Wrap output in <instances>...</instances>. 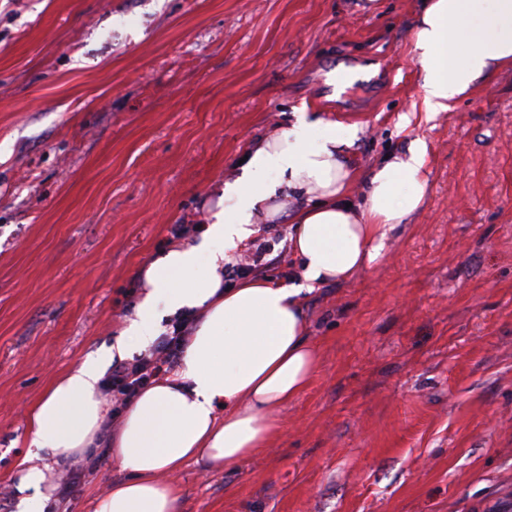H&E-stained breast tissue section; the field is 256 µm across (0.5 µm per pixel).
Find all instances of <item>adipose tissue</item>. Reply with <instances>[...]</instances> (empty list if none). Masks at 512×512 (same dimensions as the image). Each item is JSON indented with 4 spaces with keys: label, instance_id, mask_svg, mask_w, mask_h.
Returning a JSON list of instances; mask_svg holds the SVG:
<instances>
[{
    "label": "adipose tissue",
    "instance_id": "obj_1",
    "mask_svg": "<svg viewBox=\"0 0 512 512\" xmlns=\"http://www.w3.org/2000/svg\"><path fill=\"white\" fill-rule=\"evenodd\" d=\"M412 41L427 112L449 111L455 98L512 65V0H425ZM352 135L297 112L292 126L248 149L242 177L225 183L200 238L176 240L140 268L142 296L126 327L101 354L64 371L34 406L13 512L56 504V471L83 464L101 446L128 477L94 512H178L180 492L162 475L191 460L210 471L235 469L271 447L278 409L304 391L318 366L301 283L357 277L426 199L428 148L417 139L383 161L353 200L355 174L343 152ZM275 220L292 227L300 285L256 277L225 287L228 251L254 225ZM182 318L193 325L179 366L142 390L111 430L100 392L107 366L148 347L163 321Z\"/></svg>",
    "mask_w": 512,
    "mask_h": 512
}]
</instances>
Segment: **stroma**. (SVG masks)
Returning a JSON list of instances; mask_svg holds the SVG:
<instances>
[{"instance_id":"stroma-1","label":"stroma","mask_w":512,"mask_h":512,"mask_svg":"<svg viewBox=\"0 0 512 512\" xmlns=\"http://www.w3.org/2000/svg\"><path fill=\"white\" fill-rule=\"evenodd\" d=\"M420 4L0 0V512L51 379L114 341L171 225L199 226L297 108L357 126L361 183L424 139L426 203L360 276L301 295L313 379L271 448L166 475L180 512H512V66L428 117ZM97 457L57 472L48 512L126 478Z\"/></svg>"}]
</instances>
